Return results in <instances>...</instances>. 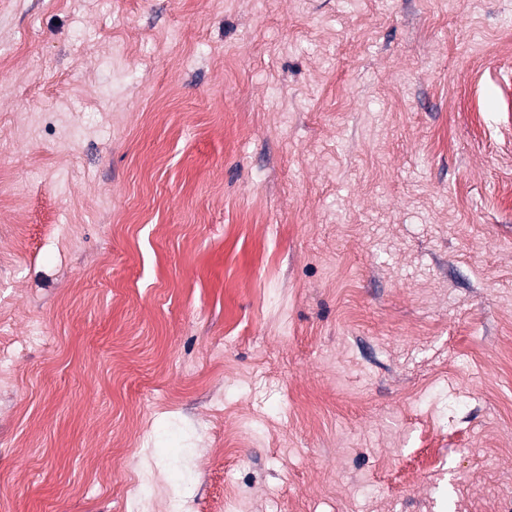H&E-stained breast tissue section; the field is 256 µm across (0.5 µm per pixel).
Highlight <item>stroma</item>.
I'll return each mask as SVG.
<instances>
[{
    "label": "stroma",
    "instance_id": "stroma-1",
    "mask_svg": "<svg viewBox=\"0 0 512 512\" xmlns=\"http://www.w3.org/2000/svg\"><path fill=\"white\" fill-rule=\"evenodd\" d=\"M512 0H0V512H512Z\"/></svg>",
    "mask_w": 512,
    "mask_h": 512
}]
</instances>
